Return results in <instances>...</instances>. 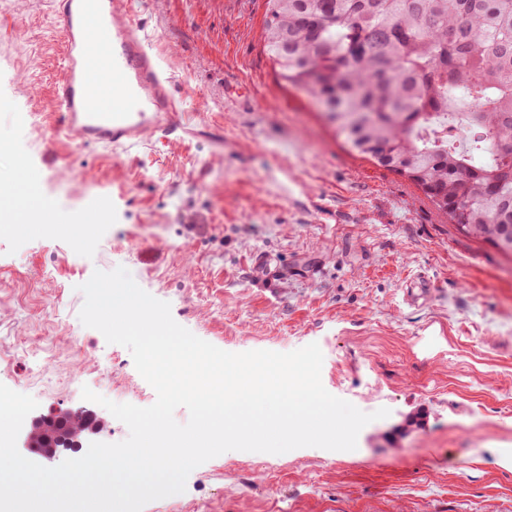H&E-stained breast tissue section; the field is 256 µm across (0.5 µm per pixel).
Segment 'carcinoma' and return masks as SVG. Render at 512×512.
Listing matches in <instances>:
<instances>
[{"mask_svg":"<svg viewBox=\"0 0 512 512\" xmlns=\"http://www.w3.org/2000/svg\"><path fill=\"white\" fill-rule=\"evenodd\" d=\"M264 41L352 151L512 258V0H268Z\"/></svg>","mask_w":512,"mask_h":512,"instance_id":"carcinoma-1","label":"carcinoma"}]
</instances>
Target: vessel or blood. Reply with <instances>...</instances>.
Listing matches in <instances>:
<instances>
[{
    "mask_svg": "<svg viewBox=\"0 0 512 512\" xmlns=\"http://www.w3.org/2000/svg\"><path fill=\"white\" fill-rule=\"evenodd\" d=\"M57 16L64 35L63 76L54 87L60 131L113 149L134 147L149 131L178 132L169 80L121 0H58ZM107 86L109 107L101 103Z\"/></svg>",
    "mask_w": 512,
    "mask_h": 512,
    "instance_id": "1",
    "label": "vessel or blood"
}]
</instances>
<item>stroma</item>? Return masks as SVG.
<instances>
[{
	"mask_svg": "<svg viewBox=\"0 0 512 512\" xmlns=\"http://www.w3.org/2000/svg\"><path fill=\"white\" fill-rule=\"evenodd\" d=\"M192 118L129 150L59 136L50 0H0V384L35 416L156 392L129 350L79 319V287L122 266L174 320L233 353L318 344L321 380L363 412L352 451H228L143 512H512V261L437 216L405 177L353 153L266 53L267 0H127ZM52 212L17 230L12 194ZM107 200L103 214L89 197ZM425 274L432 296L403 290ZM45 348L47 368L22 351Z\"/></svg>",
	"mask_w": 512,
	"mask_h": 512,
	"instance_id": "obj_1",
	"label": "stroma"
}]
</instances>
